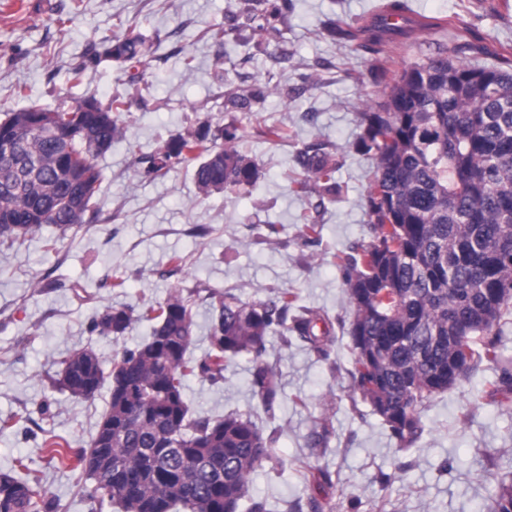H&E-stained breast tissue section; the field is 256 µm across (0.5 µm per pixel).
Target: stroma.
<instances>
[{
  "label": "stroma",
  "mask_w": 512,
  "mask_h": 512,
  "mask_svg": "<svg viewBox=\"0 0 512 512\" xmlns=\"http://www.w3.org/2000/svg\"><path fill=\"white\" fill-rule=\"evenodd\" d=\"M387 2L293 0L283 54L276 44H257L246 30L223 47L202 39L239 0H81L77 6L72 0H0V114L22 108L14 94L19 85L49 108L89 95L105 104L116 96L127 103L123 139L96 159L103 174L96 218L0 245V419L15 420L0 432V473L25 459L58 502L57 512H89L90 484L81 466L49 463L42 441L56 434L70 448L88 447L110 391L104 386L88 399L73 396L59 382L61 360L90 345L111 364L116 354L150 338L151 323L137 318L144 305L195 285L188 354L200 361L210 349L211 293L265 301L288 290L298 306L325 318L331 341L323 358L298 336H269L267 359L279 383L275 419L251 393L249 357L233 360L223 379L195 375L186 381L195 412L248 414L264 431H275L272 459L251 475L249 495L266 498L272 512H310L312 497L338 512H489L498 481L512 478V413L485 396L492 367L435 395L422 412L424 433L407 451L351 387L353 356L342 331L350 308L337 256L369 237L366 195L374 161L357 147L364 133L359 114L383 84L377 58L355 41L331 38L323 24L359 30ZM405 3L418 24L387 47L391 72L459 39L483 45L471 58L479 66L502 65L504 54L512 53V0ZM61 17L66 26H58ZM129 26L150 47L141 81L130 85L122 68L103 62L75 84L72 72ZM187 56L194 59L190 71L183 66ZM244 82L267 85L266 99L253 114L226 112V84ZM230 121L260 171L253 187L205 197L185 166L159 177L141 175L140 157L187 128ZM261 122L284 127L287 141L264 143L256 135ZM309 145L335 153L340 197L324 200L316 189L297 193L294 158ZM269 221L275 233H268ZM308 221L320 229L318 245L305 243ZM49 237L57 241L55 250L44 246ZM175 254L182 266L171 264ZM117 277L124 287H113ZM108 308L131 314L122 335L93 331ZM324 420L333 430L330 444L311 452L308 437ZM323 471L331 484H318ZM383 473L390 477L385 485L378 480Z\"/></svg>",
  "instance_id": "35a3bbf8"
}]
</instances>
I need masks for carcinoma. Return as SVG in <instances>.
I'll return each instance as SVG.
<instances>
[{
    "label": "carcinoma",
    "mask_w": 512,
    "mask_h": 512,
    "mask_svg": "<svg viewBox=\"0 0 512 512\" xmlns=\"http://www.w3.org/2000/svg\"><path fill=\"white\" fill-rule=\"evenodd\" d=\"M292 0H241L224 22L203 32L222 45L251 28L261 41L281 45ZM246 23H241L240 19ZM404 29L375 22L360 47L384 53L386 35ZM102 60L132 68L147 47L134 26L107 40ZM467 42L414 63L385 85L382 101L360 113L361 146L372 154L375 175L367 191L370 240L338 257L351 318L352 387L379 416L400 449L424 432L422 410L431 399L470 378L486 363L495 368L486 397L512 411V360L501 354L503 327L512 323V73L465 60ZM259 86L239 85L224 94V108L251 112L264 97ZM126 101L104 105L87 97L53 109L32 101L0 121V244L14 243L53 225L65 231L85 223L102 183L95 158L123 135ZM257 136L276 145L288 138L263 124ZM231 122L203 123L170 139L143 158L145 172L167 173L175 163L194 171L200 194L238 192L256 183V164L237 147ZM18 142L37 167L4 165ZM296 185L316 186L336 197V156L317 146L299 151ZM210 352L196 364L193 312L183 290L145 307L140 318L153 336L112 359L111 369L92 346L62 360V385L92 397L110 385L109 409L87 448L77 452L86 479L89 512L115 503L122 512H269L247 496L250 474L271 459L275 438L249 416L196 414L185 399V381L196 373L223 377L236 357L251 356L250 388L264 410L274 411L279 389L268 362L267 337L294 333L326 357L329 331L315 333L320 314L296 308L295 293L247 301L213 294ZM131 321L109 308L94 323L101 336L123 333ZM49 460H69V449L43 442ZM0 512H56L37 475L23 459L0 473ZM490 512H512V479L497 483Z\"/></svg>",
    "instance_id": "carcinoma-1"
}]
</instances>
